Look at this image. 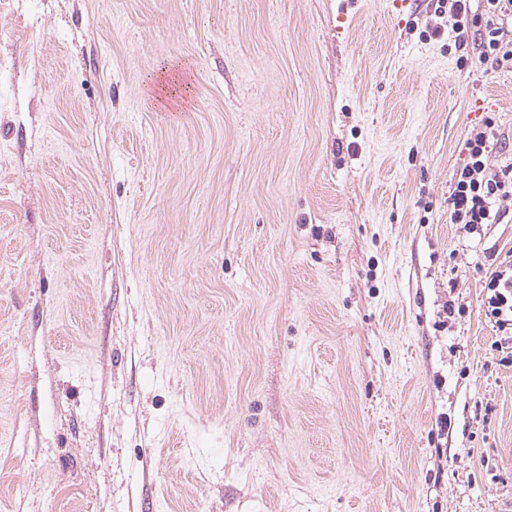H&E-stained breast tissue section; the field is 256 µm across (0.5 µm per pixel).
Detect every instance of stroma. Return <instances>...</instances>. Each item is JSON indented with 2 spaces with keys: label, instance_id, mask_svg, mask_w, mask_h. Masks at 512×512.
<instances>
[{
  "label": "stroma",
  "instance_id": "obj_1",
  "mask_svg": "<svg viewBox=\"0 0 512 512\" xmlns=\"http://www.w3.org/2000/svg\"><path fill=\"white\" fill-rule=\"evenodd\" d=\"M435 4L0 0V512L512 504V69ZM495 121L487 115L465 141L467 156L455 173L448 196L451 224H459L466 234H480L484 224L504 222L509 211L503 202L512 198V164L495 167L489 162L490 140ZM498 264L484 282L483 311L489 321H493L500 332H503L505 349H512V264L511 261ZM510 345V346H509Z\"/></svg>",
  "mask_w": 512,
  "mask_h": 512
}]
</instances>
